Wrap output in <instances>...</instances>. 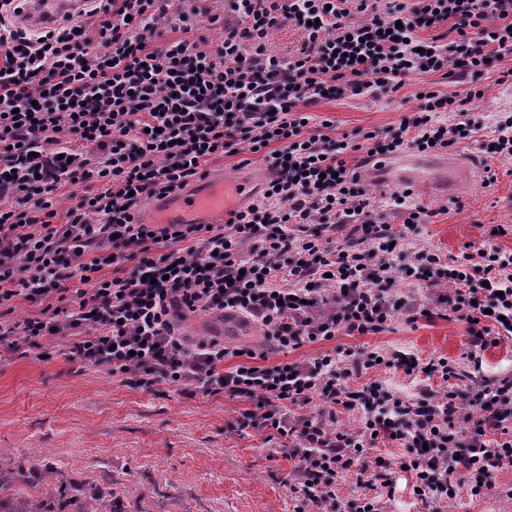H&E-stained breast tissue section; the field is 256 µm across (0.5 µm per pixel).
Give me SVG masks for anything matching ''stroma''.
I'll use <instances>...</instances> for the list:
<instances>
[{
    "label": "stroma",
    "instance_id": "obj_1",
    "mask_svg": "<svg viewBox=\"0 0 512 512\" xmlns=\"http://www.w3.org/2000/svg\"><path fill=\"white\" fill-rule=\"evenodd\" d=\"M427 89L464 100L483 123L480 138H491L494 115L512 112V57L495 62L479 76L429 73L407 76L396 95H362L308 106L315 121L333 123L330 136L382 131L417 112L418 91ZM472 89L482 90L469 98ZM451 154L493 169L496 181L483 179L449 191L436 185L414 190L432 209L415 241L450 255L479 243L485 226L512 225V159L494 160L470 142L451 146ZM181 335L223 337L226 345L262 351V329L237 316L188 313L177 322ZM465 326L441 313L410 325L395 318L376 336L337 337L357 350L403 348L421 357H448L460 368ZM245 402L221 395H190L159 384L147 392L106 371L81 367L56 355L0 354V450L11 460L14 486L29 495L44 487V472L59 469L83 496H103L112 512H294L288 489L293 460L272 455L265 434L231 431L229 421ZM445 512H512V468L500 472L480 495L461 494Z\"/></svg>",
    "mask_w": 512,
    "mask_h": 512
}]
</instances>
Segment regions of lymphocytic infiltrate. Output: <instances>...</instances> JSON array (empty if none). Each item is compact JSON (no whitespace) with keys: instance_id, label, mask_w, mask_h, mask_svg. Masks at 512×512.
<instances>
[{"instance_id":"lymphocytic-infiltrate-1","label":"lymphocytic infiltrate","mask_w":512,"mask_h":512,"mask_svg":"<svg viewBox=\"0 0 512 512\" xmlns=\"http://www.w3.org/2000/svg\"><path fill=\"white\" fill-rule=\"evenodd\" d=\"M227 2L220 17L210 0H88L35 34L16 22L28 0H0V307H40L0 320V348L53 349L145 390L165 381L245 401L231 428L266 431L295 460V512H379L368 489L404 470L427 512L479 495L512 466V373H481L484 352L512 340V252L496 243L507 230L491 225L458 258L414 246L430 210L396 192L406 218L388 224L345 160L350 142L311 132L306 108L394 93L411 74H483L512 55V0ZM204 20L220 36L201 35ZM443 22V41L420 38ZM287 24L301 41L283 56L268 38ZM417 98L399 126L363 134L367 157L447 148L481 128L456 97ZM242 150L264 153L270 176L227 224L136 222L142 200ZM438 307L467 326L462 386L452 360L401 349L267 361ZM176 309L245 315L268 349L181 336ZM380 368L416 377V392L366 380ZM343 411L357 427L338 426ZM382 446L402 454L368 467ZM352 473L366 492L346 501L337 485Z\"/></svg>"}]
</instances>
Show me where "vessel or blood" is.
<instances>
[{"label": "vessel or blood", "mask_w": 512, "mask_h": 512, "mask_svg": "<svg viewBox=\"0 0 512 512\" xmlns=\"http://www.w3.org/2000/svg\"><path fill=\"white\" fill-rule=\"evenodd\" d=\"M81 7V0H35L34 5L25 9L21 21L36 30L78 12ZM415 166L412 159L397 164L380 160L361 168L360 173L370 181L382 175L392 185L412 184L416 181ZM255 189V178L222 171L209 177L200 187L154 202L144 221L148 224H205L225 217L237 201L250 197Z\"/></svg>", "instance_id": "obj_1"}]
</instances>
